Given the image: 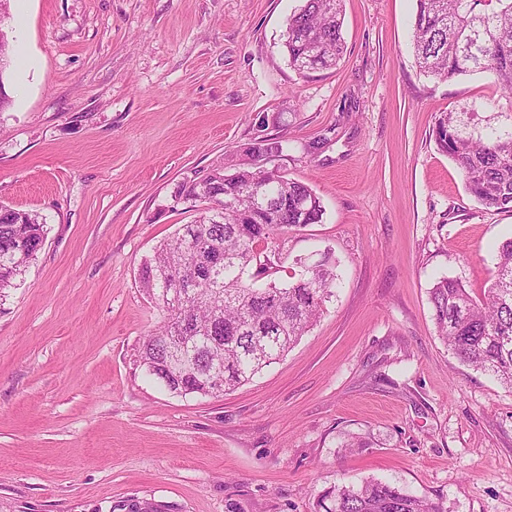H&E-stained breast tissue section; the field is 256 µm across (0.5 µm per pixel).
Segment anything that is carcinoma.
I'll return each instance as SVG.
<instances>
[{
  "label": "carcinoma",
  "mask_w": 512,
  "mask_h": 512,
  "mask_svg": "<svg viewBox=\"0 0 512 512\" xmlns=\"http://www.w3.org/2000/svg\"><path fill=\"white\" fill-rule=\"evenodd\" d=\"M413 38L420 68L440 81L483 73L512 95V0H417ZM297 71L327 69L344 53L341 0H303L283 43ZM436 141L478 203L512 211V112L487 120L468 106L447 112ZM176 196L201 204L140 265L144 291L164 322L139 348L147 375L179 395L218 396L283 356L324 313L336 287L335 261L295 260L280 278L283 236L322 222L321 199L305 183L273 180L244 163H220L183 182ZM43 218L0 204V292L14 286L45 240ZM483 299L455 279L430 288L438 336L461 362L512 389V238L497 252ZM323 512H442L441 506L375 480L320 496Z\"/></svg>",
  "instance_id": "obj_1"
}]
</instances>
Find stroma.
Wrapping results in <instances>:
<instances>
[{"instance_id":"35a3bbf8","label":"stroma","mask_w":512,"mask_h":512,"mask_svg":"<svg viewBox=\"0 0 512 512\" xmlns=\"http://www.w3.org/2000/svg\"><path fill=\"white\" fill-rule=\"evenodd\" d=\"M300 4L10 0L0 203L47 234L0 294V512H316L371 478L444 512H512V390L448 350L429 303L441 276L482 297L512 237L432 130L512 96L424 76L416 0H342L343 57L299 74L283 42ZM259 137L325 208L285 267L331 252L341 286L249 383L170 393L137 361L164 320L140 264L199 213L178 186Z\"/></svg>"}]
</instances>
